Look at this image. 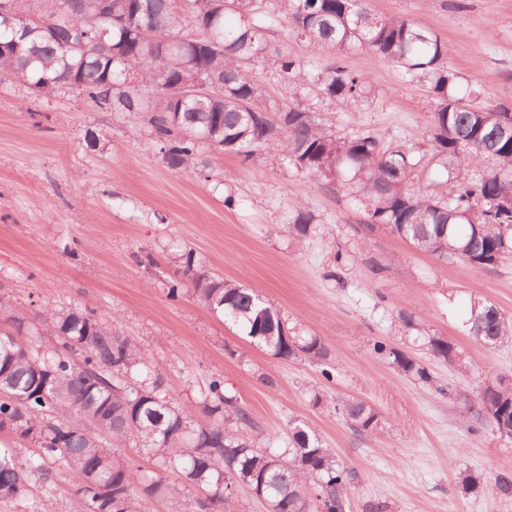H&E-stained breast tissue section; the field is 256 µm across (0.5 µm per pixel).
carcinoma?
Listing matches in <instances>:
<instances>
[{
    "label": "carcinoma",
    "instance_id": "1",
    "mask_svg": "<svg viewBox=\"0 0 512 512\" xmlns=\"http://www.w3.org/2000/svg\"><path fill=\"white\" fill-rule=\"evenodd\" d=\"M12 2L17 26L0 27V75L44 96L75 92L102 110L149 113L150 133L169 168H195L205 143L246 160L259 150L280 153L329 185L344 184L370 229L383 224L415 248L476 271L512 254V134L500 125L512 121V112L474 105L480 93L462 88L447 45L431 30L378 15L370 0H34L33 8L27 0ZM280 21L314 50L334 51V61L322 65L315 55L303 60L275 47L269 33ZM353 48L395 64L405 82L429 93V136L433 159L446 173L445 195L411 187L418 166L411 151L386 149L364 133L340 137L324 122V102L350 105L370 93L367 76L344 65ZM131 60L135 84L126 80ZM270 60L294 85L295 101L268 97L254 69ZM195 82L215 87L213 95H146ZM316 224L298 203L288 233L308 238ZM182 260L188 281L168 283V298L191 291L254 347L320 363L323 376L333 378L322 338L289 325L256 290L197 271L192 253ZM0 320L11 323L0 331V430L38 448L24 458L16 448H0V498L52 483L49 463L58 462L81 476L85 512H139L142 499L166 495L163 471L170 467L181 471L188 489L204 494L195 501L201 512L228 502L233 481L268 512H346L356 472L305 423L289 422L276 447L262 445L224 377L210 376L196 389L194 405L180 404L146 351L91 309H43L39 322L54 338L46 349L16 338L23 321L3 295ZM467 332L496 347L512 339V319L477 301ZM420 340L434 358L466 368L452 340ZM373 351L405 376L430 382L428 367L403 350L377 342ZM197 407L209 421L197 420ZM343 413L358 433L373 431L380 420L362 401L345 403ZM470 415L471 431L488 422L512 438V380L481 378ZM123 440L157 460L158 470L143 476L118 456L111 443ZM487 489L512 497V472H497Z\"/></svg>",
    "mask_w": 512,
    "mask_h": 512
}]
</instances>
